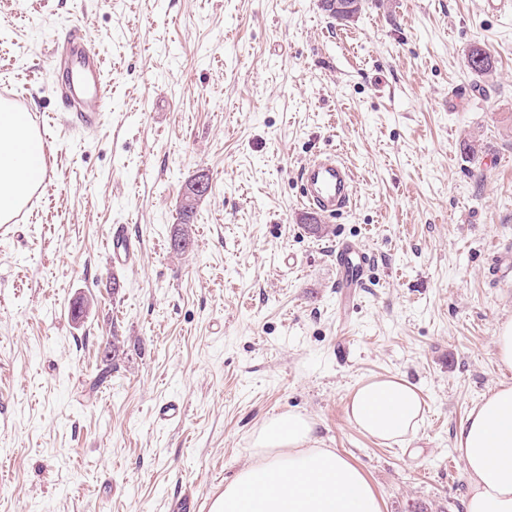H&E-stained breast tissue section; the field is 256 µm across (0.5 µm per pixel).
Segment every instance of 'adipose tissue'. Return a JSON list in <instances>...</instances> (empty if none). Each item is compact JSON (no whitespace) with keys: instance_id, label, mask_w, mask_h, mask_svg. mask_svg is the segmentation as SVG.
Masks as SVG:
<instances>
[{"instance_id":"adipose-tissue-1","label":"adipose tissue","mask_w":512,"mask_h":512,"mask_svg":"<svg viewBox=\"0 0 512 512\" xmlns=\"http://www.w3.org/2000/svg\"><path fill=\"white\" fill-rule=\"evenodd\" d=\"M43 139L26 112L0 111V221L26 202L43 169ZM425 402L396 376L361 383L347 416L364 434L395 441L415 434ZM314 424L299 413L267 418L253 433L251 462L225 483L211 512H383L364 472L313 444ZM468 481L465 512H512V385L484 395L454 436Z\"/></svg>"}]
</instances>
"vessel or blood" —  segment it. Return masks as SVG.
<instances>
[{"label":"vessel or blood","instance_id":"vessel-or-blood-1","mask_svg":"<svg viewBox=\"0 0 512 512\" xmlns=\"http://www.w3.org/2000/svg\"><path fill=\"white\" fill-rule=\"evenodd\" d=\"M52 68L61 80L62 102L72 123L91 130L100 122L104 106V75L98 55L90 50L80 32H73ZM302 197L309 211L326 218L347 210L355 197L352 171L332 153H320L299 169ZM114 263H134L140 247L123 230H113L107 241ZM336 264L344 287H362L371 268V259L359 244L344 242L336 253Z\"/></svg>","mask_w":512,"mask_h":512}]
</instances>
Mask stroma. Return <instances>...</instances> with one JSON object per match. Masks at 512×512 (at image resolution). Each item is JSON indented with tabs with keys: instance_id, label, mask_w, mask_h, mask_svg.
I'll use <instances>...</instances> for the list:
<instances>
[{
	"instance_id": "1",
	"label": "stroma",
	"mask_w": 512,
	"mask_h": 512,
	"mask_svg": "<svg viewBox=\"0 0 512 512\" xmlns=\"http://www.w3.org/2000/svg\"><path fill=\"white\" fill-rule=\"evenodd\" d=\"M319 3L0 0V90L18 91L51 164L36 207L0 233V512L207 504L288 411L365 472L383 512H464L454 435L506 379L494 336L512 318V274L489 273L512 249V15L366 0L339 23ZM78 13L108 103L90 133L55 122L48 65ZM318 151L352 168L356 195L315 234L297 171ZM200 175L211 189L179 254ZM119 226L141 251L115 269ZM345 240L373 260L353 292L337 282ZM380 376L426 404L399 442L345 413ZM170 400L182 420L157 422ZM203 194H191L190 192L185 193L184 198L182 200L181 206H180V215H181V223L180 225H177V228L174 231V234L172 235V238L174 240H178L182 242V245H173L171 248L180 253H185L189 251L192 248L193 240L190 237L189 230H188V223L189 218L191 217V214H193V210L195 208V204L197 200L200 199ZM176 241L175 243L178 244L179 242Z\"/></svg>"
}]
</instances>
